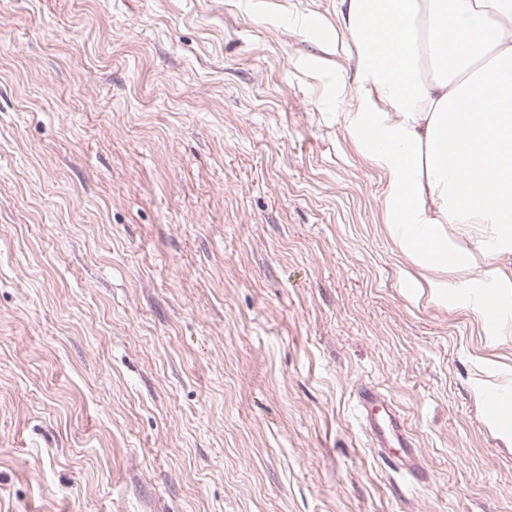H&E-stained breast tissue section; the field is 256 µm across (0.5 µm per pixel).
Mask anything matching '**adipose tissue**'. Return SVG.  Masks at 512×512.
Listing matches in <instances>:
<instances>
[{"mask_svg": "<svg viewBox=\"0 0 512 512\" xmlns=\"http://www.w3.org/2000/svg\"><path fill=\"white\" fill-rule=\"evenodd\" d=\"M336 6L358 60L346 129L383 173L392 237L426 272L413 292L477 309L492 284L511 301L512 277L473 253H512V0Z\"/></svg>", "mask_w": 512, "mask_h": 512, "instance_id": "obj_1", "label": "adipose tissue"}]
</instances>
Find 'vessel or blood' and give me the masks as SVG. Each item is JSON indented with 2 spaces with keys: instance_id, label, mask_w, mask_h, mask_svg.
<instances>
[{
  "instance_id": "vessel-or-blood-1",
  "label": "vessel or blood",
  "mask_w": 512,
  "mask_h": 512,
  "mask_svg": "<svg viewBox=\"0 0 512 512\" xmlns=\"http://www.w3.org/2000/svg\"><path fill=\"white\" fill-rule=\"evenodd\" d=\"M356 397L366 428L381 457L408 477L423 478L424 467L391 402L366 387L359 388Z\"/></svg>"
}]
</instances>
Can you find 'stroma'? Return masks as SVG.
<instances>
[{
  "label": "stroma",
  "instance_id": "stroma-1",
  "mask_svg": "<svg viewBox=\"0 0 512 512\" xmlns=\"http://www.w3.org/2000/svg\"><path fill=\"white\" fill-rule=\"evenodd\" d=\"M343 34L336 0H0V512H512L478 394L512 335L411 296ZM356 397L370 438L379 448L380 456L397 471L415 480L422 479L425 475L424 467L415 451L414 443L406 434L403 421L391 402L367 387H360ZM376 411L383 413L378 415ZM395 447L399 448L396 452L391 449Z\"/></svg>",
  "mask_w": 512,
  "mask_h": 512
}]
</instances>
